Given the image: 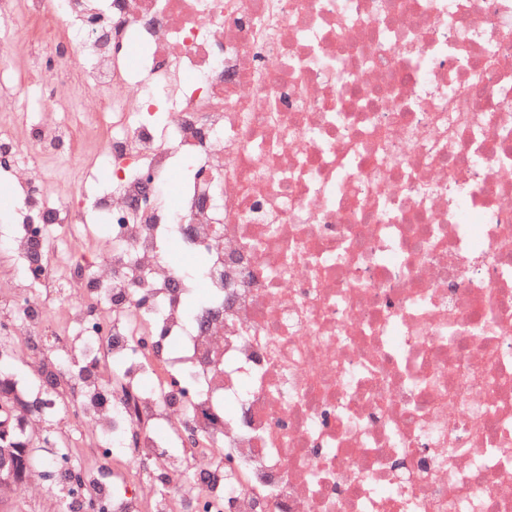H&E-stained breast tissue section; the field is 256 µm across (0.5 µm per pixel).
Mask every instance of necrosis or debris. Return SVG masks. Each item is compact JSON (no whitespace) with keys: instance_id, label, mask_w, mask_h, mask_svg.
Here are the masks:
<instances>
[{"instance_id":"1","label":"necrosis or debris","mask_w":512,"mask_h":512,"mask_svg":"<svg viewBox=\"0 0 512 512\" xmlns=\"http://www.w3.org/2000/svg\"><path fill=\"white\" fill-rule=\"evenodd\" d=\"M21 4L56 61L41 121L0 82L9 250L46 253L0 268V326L110 441L99 464L150 469L132 512H512V0H0V19ZM83 95L96 109L69 111ZM40 156L105 170V256L58 262L83 210ZM177 158L194 176L143 202ZM189 459L208 485L186 490Z\"/></svg>"}]
</instances>
